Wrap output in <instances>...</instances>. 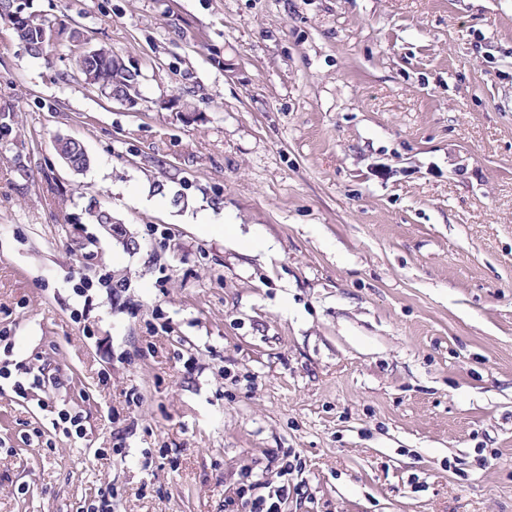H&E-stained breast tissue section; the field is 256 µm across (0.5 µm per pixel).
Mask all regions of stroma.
<instances>
[{
  "label": "stroma",
  "mask_w": 512,
  "mask_h": 512,
  "mask_svg": "<svg viewBox=\"0 0 512 512\" xmlns=\"http://www.w3.org/2000/svg\"><path fill=\"white\" fill-rule=\"evenodd\" d=\"M30 2L58 37L0 20V512H224L279 458L285 512H512V0ZM101 45L136 110L77 71ZM31 366L57 386L18 394ZM54 148L57 155L74 171H83L90 164L83 145L75 139L58 138ZM185 206V213L183 215V219L185 221H188L189 223L186 224H197L200 225L204 230L206 231H220L224 232V236H232L234 234V228L237 224H228L225 222V218L223 217V224L222 223H209L204 224L201 223L203 220L202 213L195 211L198 209L199 205L196 202L195 199L189 198L185 201L183 204ZM225 232H229L225 234Z\"/></svg>",
  "instance_id": "stroma-1"
}]
</instances>
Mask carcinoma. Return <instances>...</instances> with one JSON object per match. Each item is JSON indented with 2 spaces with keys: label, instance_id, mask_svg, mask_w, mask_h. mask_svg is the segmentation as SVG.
Segmentation results:
<instances>
[{
  "label": "carcinoma",
  "instance_id": "1",
  "mask_svg": "<svg viewBox=\"0 0 512 512\" xmlns=\"http://www.w3.org/2000/svg\"><path fill=\"white\" fill-rule=\"evenodd\" d=\"M0 19L20 27L22 34L19 40L31 56L40 58L47 54L51 47L43 39L44 33L51 30L47 19L26 8L19 9V5L13 3V0H0ZM75 65L83 76L91 78L90 85L97 87L107 97L119 92H139L138 70L129 68L122 58L108 48L100 47L93 53H84L76 59ZM55 151L75 171H82L90 164L83 145L75 139H56ZM86 214L92 224H116L112 211L97 204L89 206Z\"/></svg>",
  "mask_w": 512,
  "mask_h": 512
}]
</instances>
